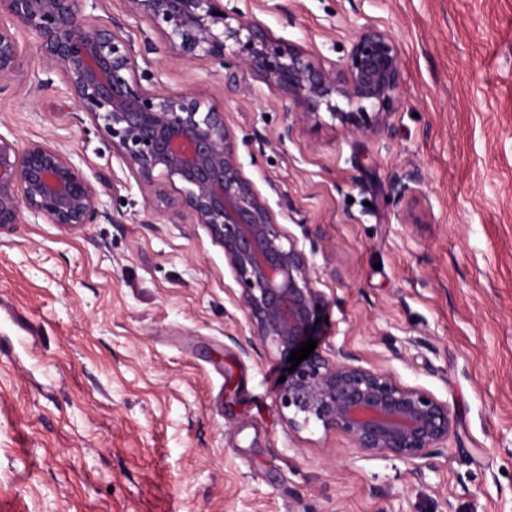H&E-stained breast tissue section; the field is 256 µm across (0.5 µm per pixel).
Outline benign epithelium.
Wrapping results in <instances>:
<instances>
[{
  "mask_svg": "<svg viewBox=\"0 0 512 512\" xmlns=\"http://www.w3.org/2000/svg\"><path fill=\"white\" fill-rule=\"evenodd\" d=\"M84 2L0 0V93L13 87L23 67L18 35L33 37L43 68L60 76L77 111L112 143L113 155L140 184L174 188L168 204L205 225L224 247L250 325V335L230 340L245 354L259 345L290 368L291 352L320 336L328 300L316 288L305 252L243 175L224 103L201 90L145 89L130 35L110 20L89 22ZM129 4L176 56L210 58L228 69L225 86L233 93L246 91L236 71L244 67L278 89L302 120L319 117L324 108L335 119L373 115L371 124H354L359 133L389 130L402 72L397 45L384 30L361 31L340 68H326L303 48L276 42L258 23L231 15L223 0ZM338 97L356 111H336ZM100 205V191L61 150L0 135V227L31 218L78 227L93 223ZM277 402L291 428L318 423L347 436L362 455L403 461L416 479L453 431L448 403L360 365L341 346L316 347L287 373Z\"/></svg>",
  "mask_w": 512,
  "mask_h": 512,
  "instance_id": "benign-epithelium-1",
  "label": "benign epithelium"
}]
</instances>
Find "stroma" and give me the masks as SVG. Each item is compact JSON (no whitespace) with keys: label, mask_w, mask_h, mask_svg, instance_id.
I'll return each mask as SVG.
<instances>
[{"label":"stroma","mask_w":512,"mask_h":512,"mask_svg":"<svg viewBox=\"0 0 512 512\" xmlns=\"http://www.w3.org/2000/svg\"><path fill=\"white\" fill-rule=\"evenodd\" d=\"M278 42L341 66L388 31L401 96L382 134L294 122L250 72L182 61L127 0H105L150 91L223 98L245 177L314 265L323 343L447 402L455 431L423 481L294 430L282 368L243 354L240 288L223 246L139 185L61 80L38 95L36 41L0 94V135L54 146L101 186L77 229L0 228V512H512V0H228ZM419 190L394 200V177Z\"/></svg>","instance_id":"35a3bbf8"}]
</instances>
